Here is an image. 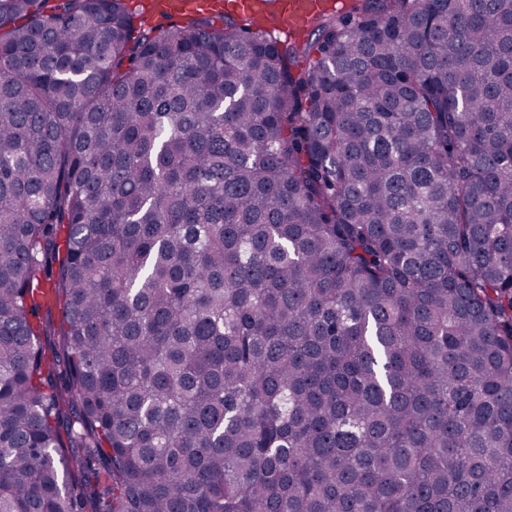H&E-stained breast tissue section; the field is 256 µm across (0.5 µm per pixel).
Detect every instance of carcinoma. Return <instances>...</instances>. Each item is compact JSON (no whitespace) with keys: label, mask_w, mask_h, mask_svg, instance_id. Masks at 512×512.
Instances as JSON below:
<instances>
[{"label":"carcinoma","mask_w":512,"mask_h":512,"mask_svg":"<svg viewBox=\"0 0 512 512\" xmlns=\"http://www.w3.org/2000/svg\"><path fill=\"white\" fill-rule=\"evenodd\" d=\"M275 31L0 0V512H512V0Z\"/></svg>","instance_id":"obj_1"}]
</instances>
